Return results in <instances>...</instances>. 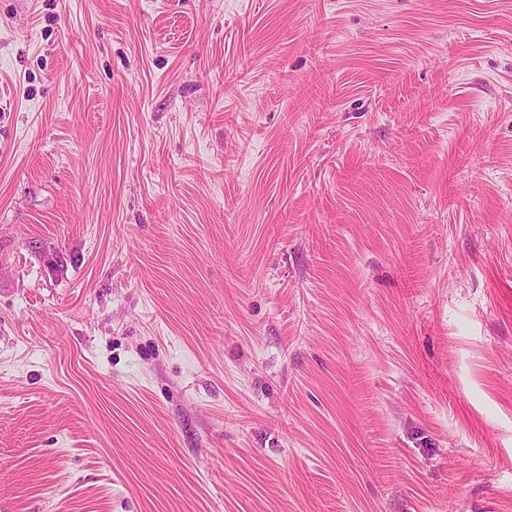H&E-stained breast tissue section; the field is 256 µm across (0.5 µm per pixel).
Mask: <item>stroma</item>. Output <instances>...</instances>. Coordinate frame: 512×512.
<instances>
[{
    "mask_svg": "<svg viewBox=\"0 0 512 512\" xmlns=\"http://www.w3.org/2000/svg\"><path fill=\"white\" fill-rule=\"evenodd\" d=\"M0 512H512V0H0Z\"/></svg>",
    "mask_w": 512,
    "mask_h": 512,
    "instance_id": "35a3bbf8",
    "label": "stroma"
}]
</instances>
